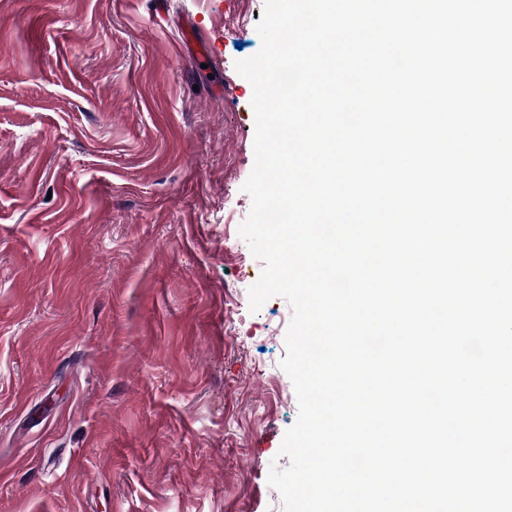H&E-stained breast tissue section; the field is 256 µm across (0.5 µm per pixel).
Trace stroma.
<instances>
[{
	"instance_id": "1",
	"label": "stroma",
	"mask_w": 512,
	"mask_h": 512,
	"mask_svg": "<svg viewBox=\"0 0 512 512\" xmlns=\"http://www.w3.org/2000/svg\"><path fill=\"white\" fill-rule=\"evenodd\" d=\"M264 5L0 0V512H283L292 307L250 311L239 234Z\"/></svg>"
}]
</instances>
